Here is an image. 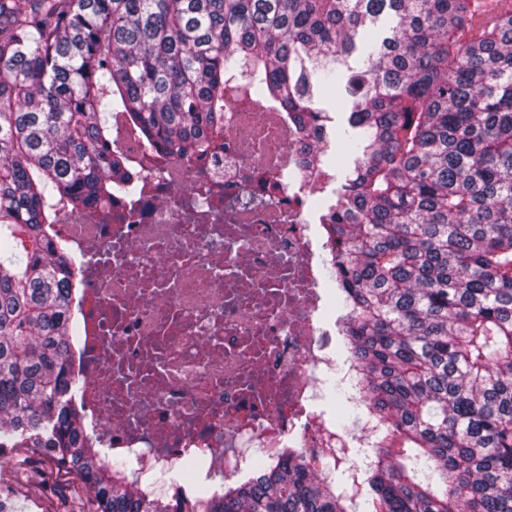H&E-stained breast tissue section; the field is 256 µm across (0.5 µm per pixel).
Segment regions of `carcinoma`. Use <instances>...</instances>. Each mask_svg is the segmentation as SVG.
Returning a JSON list of instances; mask_svg holds the SVG:
<instances>
[{"label":"carcinoma","mask_w":512,"mask_h":512,"mask_svg":"<svg viewBox=\"0 0 512 512\" xmlns=\"http://www.w3.org/2000/svg\"><path fill=\"white\" fill-rule=\"evenodd\" d=\"M500 0H0V449L31 444L95 512H512V7ZM385 36L350 60L360 33ZM345 78L350 112L319 91ZM276 101L323 165L357 373L336 430L395 448L293 449L169 501L109 471L72 375L82 289L61 211L130 189L143 148L203 158L227 92Z\"/></svg>","instance_id":"1"}]
</instances>
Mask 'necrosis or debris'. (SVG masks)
<instances>
[{
  "label": "necrosis or debris",
  "instance_id": "obj_1",
  "mask_svg": "<svg viewBox=\"0 0 512 512\" xmlns=\"http://www.w3.org/2000/svg\"><path fill=\"white\" fill-rule=\"evenodd\" d=\"M224 139L196 163L146 152L122 113L112 147L133 192L65 211L57 230L83 259L87 428L140 471L251 473L289 448L347 447L316 409L335 372L327 325L330 241L309 198L302 136L278 105L230 96Z\"/></svg>",
  "mask_w": 512,
  "mask_h": 512
}]
</instances>
